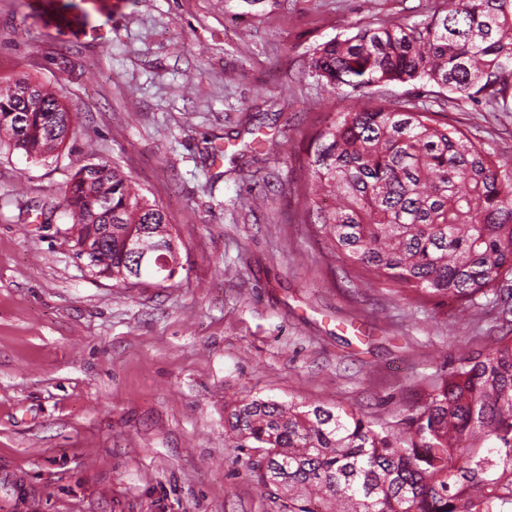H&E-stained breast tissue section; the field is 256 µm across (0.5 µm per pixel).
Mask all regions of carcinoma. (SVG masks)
<instances>
[{"label":"carcinoma","instance_id":"obj_1","mask_svg":"<svg viewBox=\"0 0 512 512\" xmlns=\"http://www.w3.org/2000/svg\"><path fill=\"white\" fill-rule=\"evenodd\" d=\"M443 2L410 25L381 22L312 49L309 75L368 103L317 120L295 161L313 233L357 285L446 305L478 329L501 300L512 313L502 297L512 290V158L412 98L374 91L418 83L435 103L449 92L512 112V0ZM26 110L54 113L60 130L16 133L13 114ZM0 134L45 161L74 134L63 94L25 78L0 88ZM107 195L112 213L92 208ZM63 203L76 258L117 287L154 273L133 274L140 250L179 258L163 207L103 158L75 171ZM482 340L400 413L396 432L340 405L253 396L225 408V437L263 452L257 480L281 512H512V338Z\"/></svg>","mask_w":512,"mask_h":512}]
</instances>
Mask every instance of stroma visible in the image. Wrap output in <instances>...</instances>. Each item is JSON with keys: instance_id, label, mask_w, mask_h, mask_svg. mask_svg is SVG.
Wrapping results in <instances>:
<instances>
[{"instance_id": "1", "label": "stroma", "mask_w": 512, "mask_h": 512, "mask_svg": "<svg viewBox=\"0 0 512 512\" xmlns=\"http://www.w3.org/2000/svg\"><path fill=\"white\" fill-rule=\"evenodd\" d=\"M441 0H0V78L62 88L45 162L0 144V512H280L224 439L248 396L397 411L466 323L360 288L304 221L314 120L364 106L307 72L318 44ZM440 121L512 158V115ZM156 199L183 269L115 287L75 258L61 195L88 154Z\"/></svg>"}]
</instances>
